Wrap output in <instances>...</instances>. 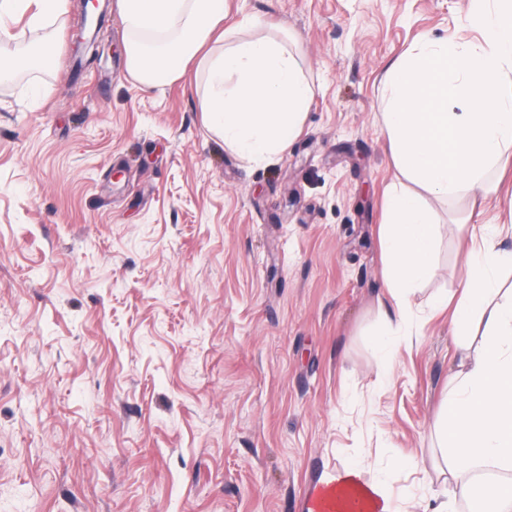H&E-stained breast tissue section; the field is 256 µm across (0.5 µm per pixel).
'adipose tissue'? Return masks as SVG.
Here are the masks:
<instances>
[{"label":"adipose tissue","instance_id":"1","mask_svg":"<svg viewBox=\"0 0 512 512\" xmlns=\"http://www.w3.org/2000/svg\"><path fill=\"white\" fill-rule=\"evenodd\" d=\"M468 17L483 41L462 47L454 38L425 42L392 63L383 79L381 131L393 149L398 176L387 191L379 229L390 301L383 312L380 373L394 354L410 348L414 313L409 296L432 270L438 229L420 194L446 199L497 188L493 173L512 165V0H472ZM225 0H118L133 32L128 71L154 87L186 77L205 53L201 96L205 126L249 160L284 153L301 130L312 100L304 61L286 41L232 39L217 32ZM67 0H0V37L28 13L42 26L65 12ZM473 205L454 224L466 260L452 307L455 344L466 361L433 430L450 473L468 498L494 501L512 512V481H484L477 469L512 471V287L498 274L512 269V252L499 241L512 224H485ZM481 339H474V328ZM307 512H394L388 487L365 483L356 468L321 477Z\"/></svg>","mask_w":512,"mask_h":512}]
</instances>
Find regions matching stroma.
I'll use <instances>...</instances> for the list:
<instances>
[{
	"instance_id": "1",
	"label": "stroma",
	"mask_w": 512,
	"mask_h": 512,
	"mask_svg": "<svg viewBox=\"0 0 512 512\" xmlns=\"http://www.w3.org/2000/svg\"><path fill=\"white\" fill-rule=\"evenodd\" d=\"M470 0H227L240 38L290 34L313 100L262 163L202 120L195 75L127 69L109 4L100 61L73 66L79 0L0 53L55 62L0 84V512H306L356 468L399 512H464L432 424L460 369L463 258L427 196L436 268L410 350L378 375L379 227L395 178L387 68L421 40L481 43Z\"/></svg>"
}]
</instances>
